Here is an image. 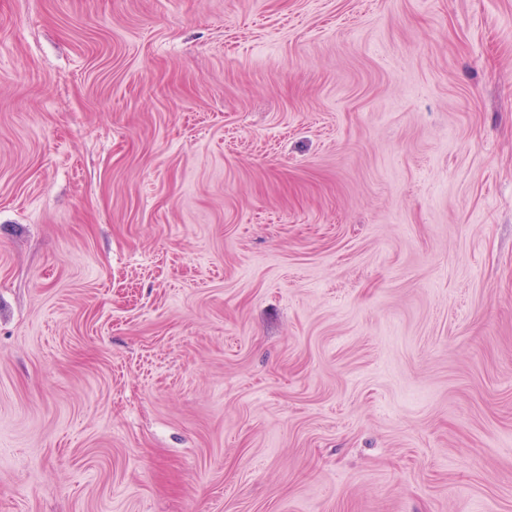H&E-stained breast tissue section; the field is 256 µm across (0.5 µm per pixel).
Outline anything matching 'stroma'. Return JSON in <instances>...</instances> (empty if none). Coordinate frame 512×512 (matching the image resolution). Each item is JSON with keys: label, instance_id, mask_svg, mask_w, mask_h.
<instances>
[{"label": "stroma", "instance_id": "stroma-1", "mask_svg": "<svg viewBox=\"0 0 512 512\" xmlns=\"http://www.w3.org/2000/svg\"><path fill=\"white\" fill-rule=\"evenodd\" d=\"M0 512H512V0H0Z\"/></svg>", "mask_w": 512, "mask_h": 512}]
</instances>
